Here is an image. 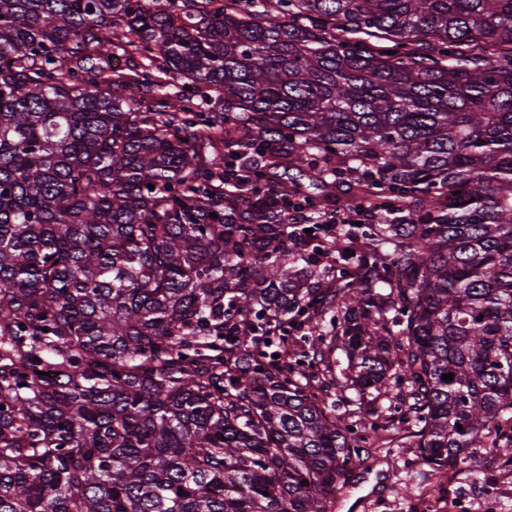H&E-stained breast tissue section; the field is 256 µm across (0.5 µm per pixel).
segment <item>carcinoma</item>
I'll use <instances>...</instances> for the list:
<instances>
[{
  "label": "carcinoma",
  "instance_id": "carcinoma-1",
  "mask_svg": "<svg viewBox=\"0 0 512 512\" xmlns=\"http://www.w3.org/2000/svg\"><path fill=\"white\" fill-rule=\"evenodd\" d=\"M0 92V512L512 452V0H0ZM337 350L396 403L329 420Z\"/></svg>",
  "mask_w": 512,
  "mask_h": 512
}]
</instances>
